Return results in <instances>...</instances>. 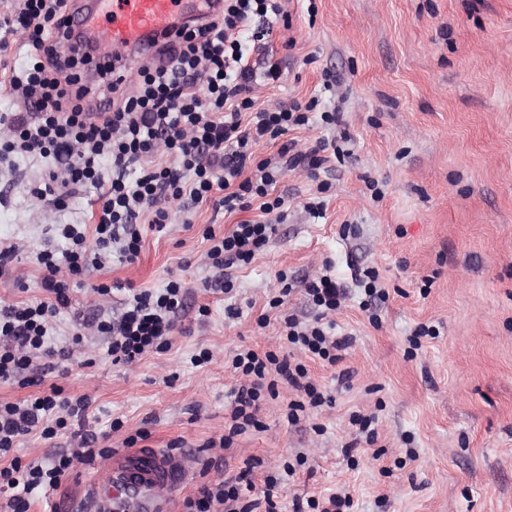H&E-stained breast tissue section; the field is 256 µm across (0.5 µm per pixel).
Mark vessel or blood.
Segmentation results:
<instances>
[{
  "label": "vessel or blood",
  "instance_id": "b4317fda",
  "mask_svg": "<svg viewBox=\"0 0 512 512\" xmlns=\"http://www.w3.org/2000/svg\"><path fill=\"white\" fill-rule=\"evenodd\" d=\"M190 9L198 10L201 19L216 18L224 12V0H93L82 17L83 37L93 45L109 44L127 62L142 55L160 57L171 50L179 19ZM183 460V454L156 448L125 460L98 486L97 512H134L139 503L129 488L156 490L173 483L184 473Z\"/></svg>",
  "mask_w": 512,
  "mask_h": 512
}]
</instances>
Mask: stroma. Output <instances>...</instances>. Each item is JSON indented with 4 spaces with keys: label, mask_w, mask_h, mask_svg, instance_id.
Listing matches in <instances>:
<instances>
[{
    "label": "stroma",
    "mask_w": 512,
    "mask_h": 512,
    "mask_svg": "<svg viewBox=\"0 0 512 512\" xmlns=\"http://www.w3.org/2000/svg\"><path fill=\"white\" fill-rule=\"evenodd\" d=\"M287 24L268 38L282 75L257 89L265 108L313 105L308 126L289 130L299 146L341 142L345 156L318 178L302 170L273 193L286 217L267 248L233 269L235 288L214 287L205 263V230L231 231L260 218L190 199L170 203L164 230L144 229L133 262L111 260L74 279L71 304L51 341L72 349L47 383L90 402L86 427L110 456L77 464L58 487L31 496L30 512H95L96 481L114 458L144 448L184 451L191 471L172 491L143 498L142 512H186L205 485L250 470L256 497L267 475L304 457L277 490L282 512L337 489L351 512H512V0H288ZM339 110L338 125L320 115ZM40 161L0 164V239L21 247L0 299L41 297L36 257L58 245V224H93L100 192L88 190L65 211L45 215L28 188ZM329 191L318 192V182ZM321 197L322 217L304 205ZM375 271L387 299L363 310L359 275ZM293 290L282 306L278 273ZM329 273L347 291L336 331L351 345L335 364L307 361L310 379L333 406L289 425L290 396L267 399L229 447L225 407L241 349L286 355L281 316L312 319L299 287ZM177 279L187 290L168 349L132 368L113 365L101 336L73 344V317H111L114 299L93 287L158 290ZM239 310L228 317V307ZM436 337L410 338L419 324ZM210 352L207 363L191 358ZM375 414L378 438L352 452V413ZM121 421L113 429V421ZM70 429L50 440L31 433L15 450L22 462L76 447Z\"/></svg>",
    "instance_id": "stroma-1"
}]
</instances>
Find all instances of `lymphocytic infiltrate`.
I'll use <instances>...</instances> for the list:
<instances>
[{"instance_id":"f902f5d3","label":"lymphocytic infiltrate","mask_w":512,"mask_h":512,"mask_svg":"<svg viewBox=\"0 0 512 512\" xmlns=\"http://www.w3.org/2000/svg\"><path fill=\"white\" fill-rule=\"evenodd\" d=\"M65 0H20L0 17V48L22 35L28 47L24 60L9 79V93L28 110L21 116L0 113V160L16 156L39 159L43 176L33 188L47 205L63 209L87 188L102 190L103 203L93 229L82 224L59 225L61 248L46 249L36 260L44 271L42 298L0 303V384L36 387L35 395L18 402L0 401V492L8 499L0 512H29L30 495L56 488L74 463L89 464L105 456L98 438L82 433L77 448L44 461L21 463L12 454L20 439L37 432L54 438L69 420L84 421L90 403L46 385L56 351L48 327L69 303V280L103 268L109 256L134 261L143 241L142 219L162 225L169 219L165 202L190 198L194 203L216 201L226 212L258 206L261 219L235 225L224 235L207 231L206 256L212 268L225 274V292L234 289L231 271L250 264L270 242L275 228L267 214L282 211L285 200L271 189L289 171L324 168L327 144L307 149L283 142L291 128L308 125L310 117L295 102L269 110L253 97L256 78L278 81V62L265 60L255 71L249 55L261 52L268 26L287 20L286 0H224L221 20L180 28L179 52L167 61L139 67L135 91L125 89V65L100 64L102 81L89 89L76 73H65L60 58L74 38L63 18ZM281 140L276 155L261 160L254 146ZM304 292L315 309L312 321L288 314L283 330L299 360L251 350L235 354L231 364L246 378L233 388L229 435L225 444L248 428L258 427L257 414L265 395L275 394L279 382L295 392L287 420L299 425L308 411L331 405L332 398L308 377L304 358L336 363L348 348V336L334 332L329 315L345 292L329 275L305 280ZM186 290L172 280L160 291L132 289L111 319L98 321L97 333L107 336L113 364L132 365L168 345ZM294 477V465L283 468ZM283 477L267 476L263 499L252 496L247 472L203 486L188 512H278L274 491Z\"/></svg>"}]
</instances>
